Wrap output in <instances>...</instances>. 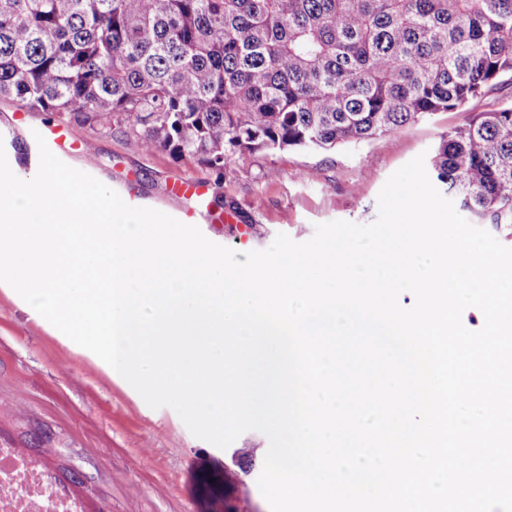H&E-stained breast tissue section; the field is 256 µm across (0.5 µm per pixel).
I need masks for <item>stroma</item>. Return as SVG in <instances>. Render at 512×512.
I'll return each mask as SVG.
<instances>
[{"mask_svg": "<svg viewBox=\"0 0 512 512\" xmlns=\"http://www.w3.org/2000/svg\"><path fill=\"white\" fill-rule=\"evenodd\" d=\"M512 104V84L473 100L467 112H440L387 137L330 150L288 149L243 153L223 176L165 151L131 152L124 136L74 127L95 141L94 159L72 153L69 166L89 172L118 195L136 190L141 206L176 216L179 200L167 185L190 174L211 186L212 211L229 222L199 223L210 241L251 252L277 235L308 241L316 225L331 221L369 225L388 178L442 137L465 124L468 112ZM57 115L31 112L0 100V148L33 176L39 149L31 134L59 125ZM254 236L240 244L238 227ZM37 456L78 496L85 512H224L225 500L241 512H270L258 487L269 447L266 435L248 431L226 449L195 437L175 410L150 408L139 393L110 377L103 364L30 315L16 291L0 287V447ZM238 478L225 483V472Z\"/></svg>", "mask_w": 512, "mask_h": 512, "instance_id": "stroma-1", "label": "stroma"}]
</instances>
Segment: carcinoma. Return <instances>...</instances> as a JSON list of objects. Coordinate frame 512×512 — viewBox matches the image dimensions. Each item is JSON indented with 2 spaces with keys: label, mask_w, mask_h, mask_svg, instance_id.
<instances>
[{
  "label": "carcinoma",
  "mask_w": 512,
  "mask_h": 512,
  "mask_svg": "<svg viewBox=\"0 0 512 512\" xmlns=\"http://www.w3.org/2000/svg\"><path fill=\"white\" fill-rule=\"evenodd\" d=\"M512 77V0H0V96L223 176L244 152L386 137ZM512 229V106L429 161Z\"/></svg>",
  "instance_id": "1"
}]
</instances>
